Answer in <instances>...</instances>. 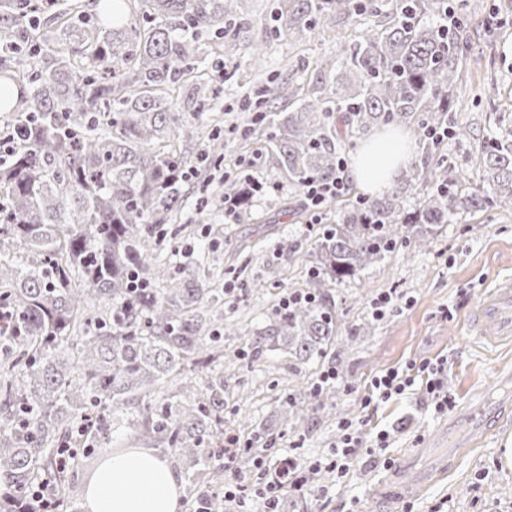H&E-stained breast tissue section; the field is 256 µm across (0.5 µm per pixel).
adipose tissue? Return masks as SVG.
<instances>
[{"label":"adipose tissue","instance_id":"obj_1","mask_svg":"<svg viewBox=\"0 0 512 512\" xmlns=\"http://www.w3.org/2000/svg\"><path fill=\"white\" fill-rule=\"evenodd\" d=\"M408 154L403 133L382 134L356 154L352 178L368 192H380ZM85 502L86 512H179L180 479L153 450L125 448L104 456Z\"/></svg>","mask_w":512,"mask_h":512}]
</instances>
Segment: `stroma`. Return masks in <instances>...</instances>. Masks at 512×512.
<instances>
[{
  "label": "stroma",
  "instance_id": "stroma-1",
  "mask_svg": "<svg viewBox=\"0 0 512 512\" xmlns=\"http://www.w3.org/2000/svg\"><path fill=\"white\" fill-rule=\"evenodd\" d=\"M273 7L274 0H251L248 14L231 19L240 30L238 51L224 61L206 125L182 146L188 163H196L212 132H220L224 163L187 186L177 223L164 227L176 245L173 265L201 254V279L236 286L221 310L238 329L225 335L224 355L208 371L224 379V435L238 439L240 449L230 462L210 468L211 487L225 493L248 486L250 496L231 500V512H260L267 482L291 458L305 483L281 493V512H376V493L395 473L423 477L395 502L396 512H512V465L503 460L512 448V341L490 345L468 329L487 295L512 280L511 210L468 214L461 223L442 225L431 249H397L359 278L335 284L337 335L326 358L301 363L277 350L259 357L251 349L250 336L274 324L282 300L306 288L315 230L304 195L289 188L270 154L243 141L235 118L243 106H257L267 81H322L336 55V34L353 40L387 24L382 15L353 23L320 19L311 38L296 43L275 37ZM465 11L470 54L453 101L457 132L440 143L437 155L447 158L449 175L475 181L486 142L512 146V0H465ZM257 43L266 46L259 70L250 62ZM411 147V161L435 168L437 155L425 152L419 136H412ZM244 171L278 184L279 192L235 214L197 211L200 196L222 194V182ZM386 294L394 296V307L374 317ZM427 359L448 362L450 411L428 405L419 383L364 406L374 376ZM331 368L335 381L321 383ZM303 394L309 397L304 420L285 423L287 399ZM344 421L368 439L386 432L387 441L380 454L359 453L341 474L328 463ZM260 425L271 430L270 443L255 442Z\"/></svg>",
  "mask_w": 512,
  "mask_h": 512
}]
</instances>
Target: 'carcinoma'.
<instances>
[{
	"label": "carcinoma",
	"instance_id": "obj_1",
	"mask_svg": "<svg viewBox=\"0 0 512 512\" xmlns=\"http://www.w3.org/2000/svg\"><path fill=\"white\" fill-rule=\"evenodd\" d=\"M88 13L61 0L34 14L29 0H0V112L10 154L0 159V512H25L31 489L51 488L66 512L85 457L60 464L73 441L109 442L125 420L144 443L170 450L191 482L223 454L224 379L188 376L218 358L221 336L206 308L209 288L188 261L174 274L157 261L161 227L181 211L192 171L176 144L195 137L203 110L182 112L176 84L194 83L206 98L224 77L216 55L199 71L211 41L231 53L237 32L224 14L243 0H93ZM451 10L450 0H276L275 36L303 39L318 18L354 22L385 14L391 24L355 41L340 38L328 83L292 79L267 86L263 112L244 136L264 144L288 185L300 189L336 177L355 141L381 125L418 133L450 123L451 101L469 54L466 22L446 29L424 18ZM203 159L224 162V140L210 137ZM473 182L415 164L399 170L381 199L348 200L319 225L309 295L279 312L250 342L254 352L281 350L306 363L336 338L329 288L351 280L399 247H430L436 228L485 208H512V148L483 147ZM434 183L416 206L408 194ZM257 180L244 174L224 188L234 209L249 208ZM146 287L133 289L129 273ZM175 393H154L169 381ZM193 512H224V497L200 486Z\"/></svg>",
	"mask_w": 512,
	"mask_h": 512
}]
</instances>
